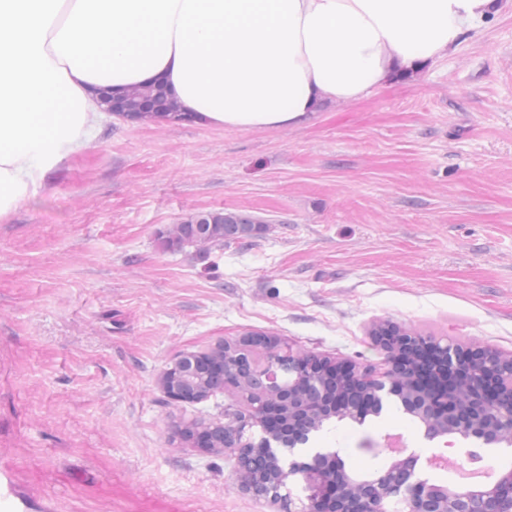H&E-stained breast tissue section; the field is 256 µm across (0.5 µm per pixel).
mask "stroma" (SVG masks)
Returning <instances> with one entry per match:
<instances>
[{
	"label": "stroma",
	"mask_w": 512,
	"mask_h": 512,
	"mask_svg": "<svg viewBox=\"0 0 512 512\" xmlns=\"http://www.w3.org/2000/svg\"><path fill=\"white\" fill-rule=\"evenodd\" d=\"M214 210L269 230L204 258L160 248ZM379 320L512 354V0L457 51L299 127L104 119L1 219L0 512H283L177 432L245 398L173 402L159 376L252 332L376 371ZM396 433L442 449L391 398L312 445L358 470Z\"/></svg>",
	"instance_id": "obj_1"
}]
</instances>
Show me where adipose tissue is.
Segmentation results:
<instances>
[{"label":"adipose tissue","mask_w":512,"mask_h":512,"mask_svg":"<svg viewBox=\"0 0 512 512\" xmlns=\"http://www.w3.org/2000/svg\"><path fill=\"white\" fill-rule=\"evenodd\" d=\"M499 0H0V219L161 81L213 126L279 129L455 51Z\"/></svg>","instance_id":"ef3b65f1"}]
</instances>
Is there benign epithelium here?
Instances as JSON below:
<instances>
[{
  "instance_id": "7a95c632",
  "label": "benign epithelium",
  "mask_w": 512,
  "mask_h": 512,
  "mask_svg": "<svg viewBox=\"0 0 512 512\" xmlns=\"http://www.w3.org/2000/svg\"><path fill=\"white\" fill-rule=\"evenodd\" d=\"M106 110L124 112L145 108V100H112ZM371 335L386 354L387 367L368 372L349 361L319 357L307 350L288 348L279 354L268 336H245L253 366L261 377L257 395L275 401L244 418L261 436L248 443L238 435L224 439V446L211 448L203 435L195 448L204 453H230L235 459L233 487L272 502L281 501L280 489L289 478L304 482L307 504L304 512H386L398 496L406 512H488L493 500L499 512H512V469L481 487L448 488L423 475L421 455L416 452L391 458L374 476L347 467L339 452L314 451L305 461L295 459V450L305 445L316 427L332 419L358 424L380 415L387 396L399 400L405 413L419 423L423 438L453 444L476 440L485 445L512 446V397L503 392V376L512 378V355L489 347L442 345L386 321L373 324ZM198 352L183 353L165 369L159 384L169 399H192L186 388L197 375ZM353 386L369 397L364 408L344 409L346 390ZM288 409V422L277 419ZM270 457L277 464L270 484L259 481L255 460Z\"/></svg>"
}]
</instances>
